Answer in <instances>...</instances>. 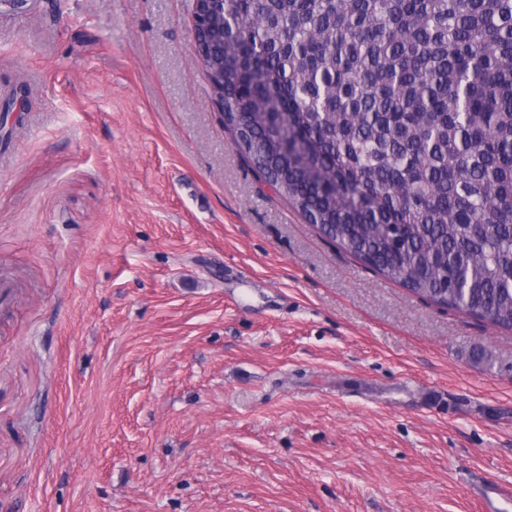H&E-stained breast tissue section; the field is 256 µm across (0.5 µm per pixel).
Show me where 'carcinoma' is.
<instances>
[{
  "label": "carcinoma",
  "mask_w": 512,
  "mask_h": 512,
  "mask_svg": "<svg viewBox=\"0 0 512 512\" xmlns=\"http://www.w3.org/2000/svg\"><path fill=\"white\" fill-rule=\"evenodd\" d=\"M244 161L338 248L512 331V0H222Z\"/></svg>",
  "instance_id": "obj_1"
}]
</instances>
